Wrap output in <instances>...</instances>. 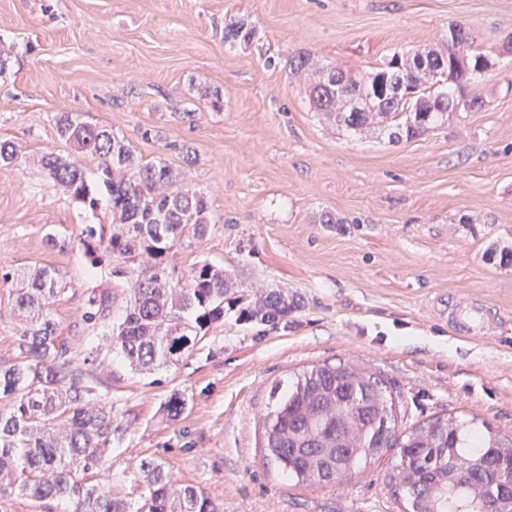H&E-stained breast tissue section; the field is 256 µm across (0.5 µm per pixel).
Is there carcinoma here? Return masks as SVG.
Returning a JSON list of instances; mask_svg holds the SVG:
<instances>
[{
    "instance_id": "cac0c4a2",
    "label": "carcinoma",
    "mask_w": 512,
    "mask_h": 512,
    "mask_svg": "<svg viewBox=\"0 0 512 512\" xmlns=\"http://www.w3.org/2000/svg\"><path fill=\"white\" fill-rule=\"evenodd\" d=\"M448 31L455 40L443 52L395 51L359 78L340 69L320 74L307 91L312 108L348 131L377 127L398 140L422 130L410 123L409 108L441 125L455 104L463 111L482 107L480 96L457 95L451 85L464 78L482 82L489 53L475 47L465 25L452 24ZM253 34L236 22L224 39L248 42ZM55 126L73 151L100 160L98 179L112 223L88 226L82 244L93 265L102 262L101 251L123 260L110 275L115 289L129 286V297L116 320L118 293L94 290L85 318L131 368L150 371L178 360L228 311L239 322L275 327L299 308L279 289L234 296L224 269L207 262L193 266L183 282L173 281L167 268L173 243L208 232L205 195L176 185L170 168L142 163L105 127L71 112L55 116ZM42 163L73 199L98 208L78 162L50 154ZM0 279L11 281L22 355L16 364L0 366V404L8 406L0 408V500L17 493L44 512L62 500L72 503V512H219L201 490L177 483L153 457L134 466L143 486L135 503L88 482L123 429L112 406L61 361L65 342L51 307L65 290L63 280L47 267ZM270 401L262 421L263 463L299 486L346 482L361 461L395 448L399 462L389 485L407 503L405 512H512V437L484 421L444 414L400 431L387 382L342 360L298 374L286 389L275 385Z\"/></svg>"
}]
</instances>
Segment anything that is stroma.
I'll list each match as a JSON object with an SVG mask.
<instances>
[{"label": "stroma", "mask_w": 512, "mask_h": 512, "mask_svg": "<svg viewBox=\"0 0 512 512\" xmlns=\"http://www.w3.org/2000/svg\"><path fill=\"white\" fill-rule=\"evenodd\" d=\"M236 20L250 41H225ZM455 23L492 55L464 87L483 106L412 139L323 119L291 66L308 55L368 72L403 48L444 49ZM511 37L512 0H0V140L19 151L0 167V275L47 266L67 283L52 307L66 359L126 425L102 483L137 498L132 466L156 457L220 512H404L388 485L395 450L339 487L297 486L262 462L271 387L339 359L388 379L399 426L451 412L512 435V263L500 259L512 249V55L497 53ZM62 112L206 196L209 231L174 244L172 278L209 262L235 292L282 289L301 300L287 323L226 314L147 372L102 348L85 301L118 261L92 268L82 232L112 215L39 164L69 151ZM10 291L0 282L2 366L19 355ZM469 301L490 328L460 330ZM175 394L186 409L172 418Z\"/></svg>", "instance_id": "1"}]
</instances>
